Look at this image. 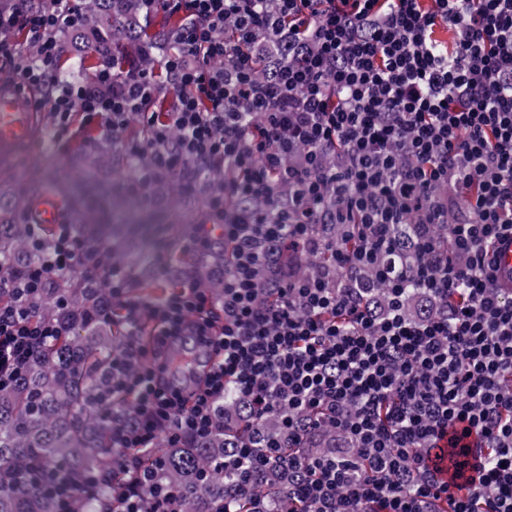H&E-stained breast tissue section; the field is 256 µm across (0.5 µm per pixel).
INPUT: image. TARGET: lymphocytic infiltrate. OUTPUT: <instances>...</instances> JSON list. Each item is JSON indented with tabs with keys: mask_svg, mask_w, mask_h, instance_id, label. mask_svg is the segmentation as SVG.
<instances>
[{
	"mask_svg": "<svg viewBox=\"0 0 512 512\" xmlns=\"http://www.w3.org/2000/svg\"><path fill=\"white\" fill-rule=\"evenodd\" d=\"M27 2L0 0V68L37 91L30 104L51 112L59 139L76 112L108 137L136 116L156 172L190 160L239 173L186 241L235 242L222 301L186 281L145 302L150 343L113 362L135 415L117 438L122 478H96L105 512H183L155 442L210 433L230 390L253 420L281 414L272 453L335 430L326 449L288 460V497L304 512H429L449 491L430 472L443 441L472 487L451 512H512V293L491 252L512 233V0H141L146 16L181 15L170 50L149 70L102 65L86 85L57 78L73 0ZM18 28L34 53L15 44ZM165 82L177 96L159 114ZM228 194L273 206L228 213ZM409 221L447 225L459 260L431 246L408 275L380 267L377 301L319 275L258 302L276 249H325L351 272L393 255L391 228ZM313 224L346 226L362 246L309 238ZM187 331L217 353L189 391L165 376L168 340ZM59 333L0 306V385Z\"/></svg>",
	"mask_w": 512,
	"mask_h": 512,
	"instance_id": "1",
	"label": "lymphocytic infiltrate"
}]
</instances>
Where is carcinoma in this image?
Returning a JSON list of instances; mask_svg holds the SVG:
<instances>
[{
    "label": "carcinoma",
    "mask_w": 512,
    "mask_h": 512,
    "mask_svg": "<svg viewBox=\"0 0 512 512\" xmlns=\"http://www.w3.org/2000/svg\"><path fill=\"white\" fill-rule=\"evenodd\" d=\"M140 0H82L78 7L79 26L58 31V79L74 82L86 71L111 58L130 56L136 67L147 68L157 59L159 41L145 42L141 35ZM93 43L100 53L83 57L78 67L68 64L71 51ZM77 171L85 182L97 187L99 168L112 162V154L98 145L77 150ZM198 193L200 185L181 173L152 179L148 191L135 196L112 195V224H86L82 234V265L39 282L32 295L22 297L0 290V304L23 306L41 321L60 324L64 332L35 352L20 377L0 386V512H59L55 494L45 483L107 471V461L122 455L116 448L117 430L130 421L134 409L112 389V361L129 345L125 332L124 301L113 295L112 283L102 267L120 270L134 287L163 294L176 286L164 280L154 263L153 247L145 244L139 225L129 219L119 203L153 210L150 201L159 196L171 199L172 209L186 207V189ZM33 194L5 185L0 188V277L12 284L37 279L47 260L46 248L59 234L57 224H26L33 218ZM420 228L400 224L396 235L401 251L397 267L412 262ZM314 238L340 241L347 251L360 242L343 235L338 224H315ZM234 245L223 241L203 251V256L185 262L190 279L223 295V282L212 271L231 266ZM278 277L327 273L340 282L343 273L329 251L309 253L284 251L273 256ZM248 412L245 404L227 393L219 405L213 432L191 439L179 447L165 448L166 480L184 499L185 512H217L224 505L228 485L224 476V455L251 444L253 428L239 420ZM288 448L267 467L263 492L288 509ZM106 488H81L78 512H100Z\"/></svg>",
    "instance_id": "1"
}]
</instances>
